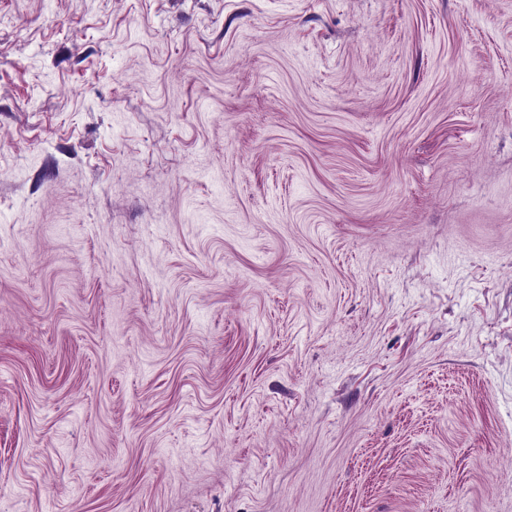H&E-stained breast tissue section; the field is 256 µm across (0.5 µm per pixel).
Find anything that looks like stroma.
I'll use <instances>...</instances> for the list:
<instances>
[{"label":"stroma","mask_w":512,"mask_h":512,"mask_svg":"<svg viewBox=\"0 0 512 512\" xmlns=\"http://www.w3.org/2000/svg\"><path fill=\"white\" fill-rule=\"evenodd\" d=\"M0 512H512V0H0Z\"/></svg>","instance_id":"1"}]
</instances>
